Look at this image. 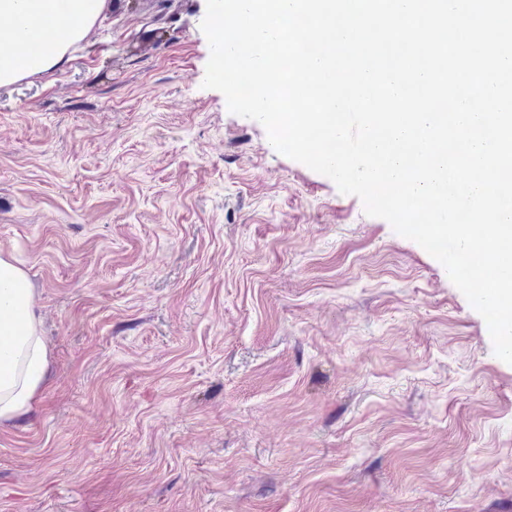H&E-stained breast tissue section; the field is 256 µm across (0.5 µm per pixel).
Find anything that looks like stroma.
Returning a JSON list of instances; mask_svg holds the SVG:
<instances>
[{
	"label": "stroma",
	"instance_id": "stroma-1",
	"mask_svg": "<svg viewBox=\"0 0 512 512\" xmlns=\"http://www.w3.org/2000/svg\"><path fill=\"white\" fill-rule=\"evenodd\" d=\"M206 0L0 87L49 378L0 512H512V365L445 268L203 88Z\"/></svg>",
	"mask_w": 512,
	"mask_h": 512
}]
</instances>
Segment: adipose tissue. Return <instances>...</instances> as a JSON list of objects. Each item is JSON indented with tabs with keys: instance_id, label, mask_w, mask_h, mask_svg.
Returning a JSON list of instances; mask_svg holds the SVG:
<instances>
[{
	"instance_id": "adipose-tissue-1",
	"label": "adipose tissue",
	"mask_w": 512,
	"mask_h": 512,
	"mask_svg": "<svg viewBox=\"0 0 512 512\" xmlns=\"http://www.w3.org/2000/svg\"><path fill=\"white\" fill-rule=\"evenodd\" d=\"M56 0H0V86L41 75L61 66L72 42L86 38L112 8V0H70V12L57 25L67 35L52 50L28 56L14 26L18 13L38 18L54 9ZM34 293L24 269L0 253V422L26 414L44 385L49 351L40 331Z\"/></svg>"
}]
</instances>
